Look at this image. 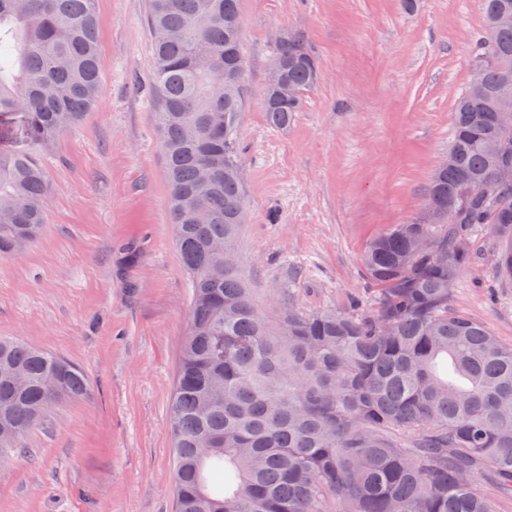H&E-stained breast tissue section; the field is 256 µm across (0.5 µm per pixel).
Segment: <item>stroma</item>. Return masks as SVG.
<instances>
[{
	"mask_svg": "<svg viewBox=\"0 0 512 512\" xmlns=\"http://www.w3.org/2000/svg\"><path fill=\"white\" fill-rule=\"evenodd\" d=\"M150 0H97L101 96L42 151L40 239L0 258V336L79 366L87 397L52 406L0 461V512H174L168 404L190 327L150 90ZM245 60L237 247L262 307L342 308L371 291L370 240L422 211L469 83L476 0H240ZM319 62L287 128L262 92L280 33ZM482 231L452 305L512 344V279Z\"/></svg>",
	"mask_w": 512,
	"mask_h": 512,
	"instance_id": "35a3bbf8",
	"label": "stroma"
}]
</instances>
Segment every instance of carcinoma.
I'll use <instances>...</instances> for the list:
<instances>
[{
    "label": "carcinoma",
    "mask_w": 512,
    "mask_h": 512,
    "mask_svg": "<svg viewBox=\"0 0 512 512\" xmlns=\"http://www.w3.org/2000/svg\"><path fill=\"white\" fill-rule=\"evenodd\" d=\"M239 0H150L152 90L171 222L192 288L168 418L175 512H498L487 488L512 490V346L451 307L473 238L488 229L495 275L512 279V186L500 201L462 199L468 179L512 158V130L494 121L495 88L512 78V26L490 32L512 0H477L485 35L470 47L479 89L455 106L448 148L421 216L394 224L361 261L373 298L304 312L261 314L239 267L211 263L236 251L245 202L238 130L244 71ZM95 0H0V113L20 112L25 145L0 153V258L40 235L49 184L39 149L97 104L101 55ZM294 100L264 104L288 126L318 77L303 40L276 46ZM502 147L500 154L492 146ZM214 169L200 187V170ZM457 201L452 223L431 211ZM88 395L81 370L0 337V459L47 408Z\"/></svg>",
    "instance_id": "carcinoma-1"
}]
</instances>
